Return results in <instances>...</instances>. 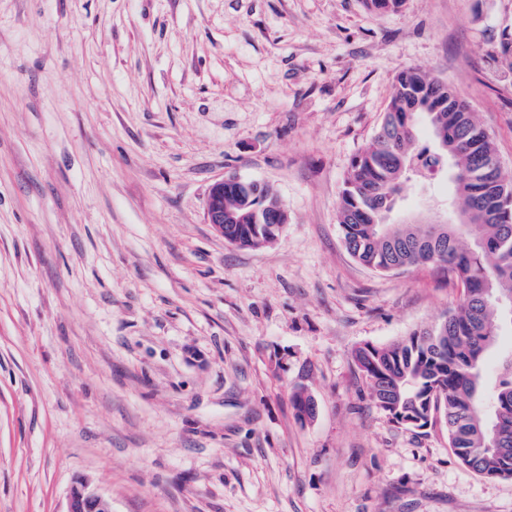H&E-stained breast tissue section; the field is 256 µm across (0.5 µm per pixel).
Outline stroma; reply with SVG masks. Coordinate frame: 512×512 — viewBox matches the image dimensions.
<instances>
[{
    "instance_id": "stroma-1",
    "label": "stroma",
    "mask_w": 512,
    "mask_h": 512,
    "mask_svg": "<svg viewBox=\"0 0 512 512\" xmlns=\"http://www.w3.org/2000/svg\"><path fill=\"white\" fill-rule=\"evenodd\" d=\"M506 28L512 0H0V512H66L79 479L112 512H512V478L390 422L352 359L461 284L370 270L338 224L405 68L512 172ZM229 175L281 197L274 244L206 223ZM452 207L442 175L390 218Z\"/></svg>"
}]
</instances>
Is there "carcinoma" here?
<instances>
[{"instance_id":"carcinoma-1","label":"carcinoma","mask_w":512,"mask_h":512,"mask_svg":"<svg viewBox=\"0 0 512 512\" xmlns=\"http://www.w3.org/2000/svg\"><path fill=\"white\" fill-rule=\"evenodd\" d=\"M442 95L441 82L414 70L395 78L380 123L367 146L352 159L344 180L338 223L349 254L380 273L413 266L448 268L470 285L458 307L442 321L385 345L367 343L353 360L369 395L389 421L425 429L443 419L457 459L487 478H512V351L499 356L491 384L484 361L497 341L512 295V179L502 168L487 173L497 159L488 134L473 120L467 103L454 97V111L435 109L428 98ZM424 119L432 141L417 144L416 124ZM451 172L452 195L461 200L452 240L437 252L417 250L423 224H392L403 185L421 175ZM266 185L248 197L224 188V238L242 247L270 244L277 224H255L253 208L279 205Z\"/></svg>"}]
</instances>
